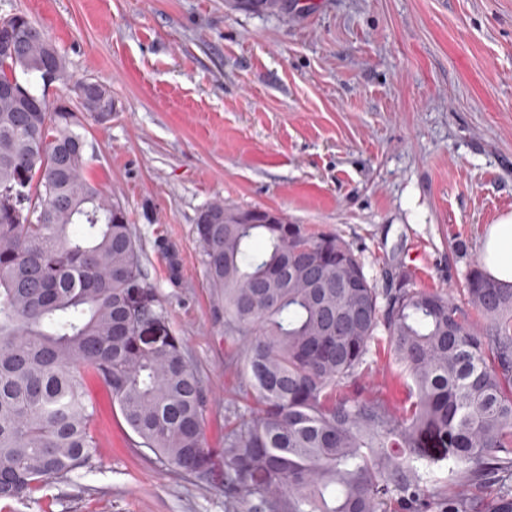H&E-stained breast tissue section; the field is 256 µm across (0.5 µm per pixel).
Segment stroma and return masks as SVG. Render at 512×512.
Segmentation results:
<instances>
[{
    "instance_id": "1",
    "label": "stroma",
    "mask_w": 512,
    "mask_h": 512,
    "mask_svg": "<svg viewBox=\"0 0 512 512\" xmlns=\"http://www.w3.org/2000/svg\"><path fill=\"white\" fill-rule=\"evenodd\" d=\"M52 38L70 84L112 92L80 115L87 178L128 212L146 278L207 392L206 447L224 445L238 379L210 318L195 225L221 201L339 234L376 288L462 295L485 225L512 212V0H0ZM369 379L413 396L385 344ZM96 460L0 512H224L199 483L144 459L106 391ZM94 82L80 83L77 85V98H78V106L80 108V112H86L94 119L100 120L105 117L104 113L110 106V102L112 101V93L106 98H102L98 94H84L83 91L84 85H90Z\"/></svg>"
}]
</instances>
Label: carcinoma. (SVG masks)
Returning a JSON list of instances; mask_svg holds the SVG:
<instances>
[{
    "label": "carcinoma",
    "mask_w": 512,
    "mask_h": 512,
    "mask_svg": "<svg viewBox=\"0 0 512 512\" xmlns=\"http://www.w3.org/2000/svg\"><path fill=\"white\" fill-rule=\"evenodd\" d=\"M31 23L0 31L19 48L0 80L43 68L49 37ZM26 92L37 106L0 93V499L97 457L92 379L135 447L201 481L222 475L224 512H512V284L477 261L464 307L404 278L381 291L337 234L282 216L238 224L240 208L207 205L195 231L212 318L242 344L224 360L242 404L224 448H207L202 379L167 330L125 208L85 177L79 121ZM77 98L97 120L112 101L81 83ZM379 332L415 395L402 413L365 381ZM442 461L452 489L431 492ZM491 486L488 509L477 491Z\"/></svg>",
    "instance_id": "1"
}]
</instances>
